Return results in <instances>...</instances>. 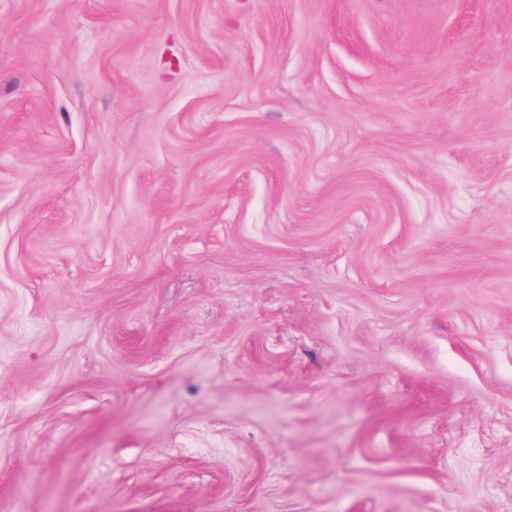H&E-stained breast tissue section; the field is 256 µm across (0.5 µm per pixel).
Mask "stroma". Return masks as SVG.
Returning a JSON list of instances; mask_svg holds the SVG:
<instances>
[{
	"label": "stroma",
	"instance_id": "stroma-1",
	"mask_svg": "<svg viewBox=\"0 0 512 512\" xmlns=\"http://www.w3.org/2000/svg\"><path fill=\"white\" fill-rule=\"evenodd\" d=\"M0 512H512V0H0Z\"/></svg>",
	"mask_w": 512,
	"mask_h": 512
}]
</instances>
